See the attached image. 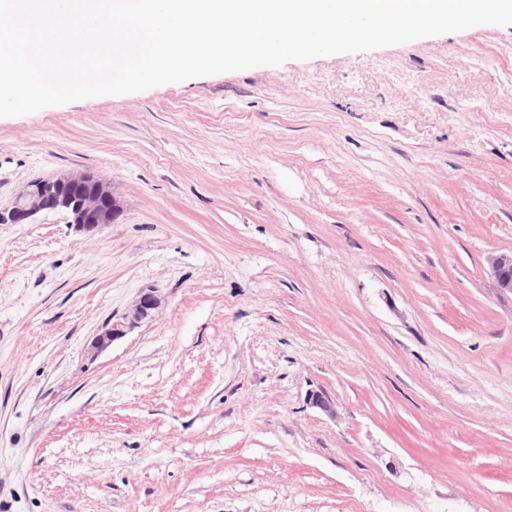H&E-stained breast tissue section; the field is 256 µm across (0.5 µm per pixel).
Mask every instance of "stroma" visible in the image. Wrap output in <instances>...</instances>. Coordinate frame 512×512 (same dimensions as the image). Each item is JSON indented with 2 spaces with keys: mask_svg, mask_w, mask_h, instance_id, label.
<instances>
[{
  "mask_svg": "<svg viewBox=\"0 0 512 512\" xmlns=\"http://www.w3.org/2000/svg\"><path fill=\"white\" fill-rule=\"evenodd\" d=\"M69 172L122 214L0 224V512H512V26L0 117V207ZM489 264L497 287L512 293V253L492 255ZM163 296L157 288H143L131 307L117 321L112 319L93 337L89 345V354L96 357L113 342L126 335L128 330L137 327L142 322L151 319L162 306Z\"/></svg>",
  "mask_w": 512,
  "mask_h": 512,
  "instance_id": "stroma-1",
  "label": "stroma"
}]
</instances>
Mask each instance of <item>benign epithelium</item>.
Wrapping results in <instances>:
<instances>
[{
	"label": "benign epithelium",
	"mask_w": 512,
	"mask_h": 512,
	"mask_svg": "<svg viewBox=\"0 0 512 512\" xmlns=\"http://www.w3.org/2000/svg\"><path fill=\"white\" fill-rule=\"evenodd\" d=\"M53 211L66 213L70 218L69 224L82 233H92L104 224L113 223L121 215L111 182L94 175L72 172L25 183L15 193L11 205L0 209V224H28L36 215ZM489 264L497 287L512 293V253L493 255ZM163 301L158 289H141L121 318L107 322L93 337L89 354L98 356L127 331L151 319Z\"/></svg>",
	"instance_id": "7a95c632"
}]
</instances>
